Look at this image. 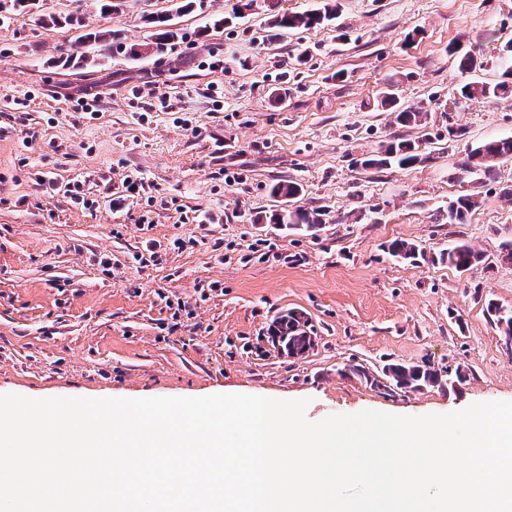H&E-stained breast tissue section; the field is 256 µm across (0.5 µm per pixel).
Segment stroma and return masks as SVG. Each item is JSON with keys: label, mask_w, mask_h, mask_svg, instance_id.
Listing matches in <instances>:
<instances>
[{"label": "stroma", "mask_w": 512, "mask_h": 512, "mask_svg": "<svg viewBox=\"0 0 512 512\" xmlns=\"http://www.w3.org/2000/svg\"><path fill=\"white\" fill-rule=\"evenodd\" d=\"M243 2L0 0V394L262 395L308 400L312 421L512 401V354L488 311L512 310V159L463 169L468 145L512 137V99L456 97L512 66V0H336L337 19L277 32L272 11L320 0ZM163 26L180 33L173 48L128 53ZM108 33L125 52H104ZM466 52L476 70L459 69ZM385 93L397 109H374ZM416 106L427 119L401 125L398 109ZM399 140L422 162L361 166ZM282 179L318 228L276 223ZM75 180L93 208L65 195ZM466 194L478 206L448 222ZM182 208L221 221L184 224ZM396 240L424 258L392 256ZM459 240L484 264L440 262ZM148 249L157 261L140 266ZM291 311L314 338L299 357L270 337ZM390 363L468 379L371 385Z\"/></svg>", "instance_id": "obj_1"}]
</instances>
